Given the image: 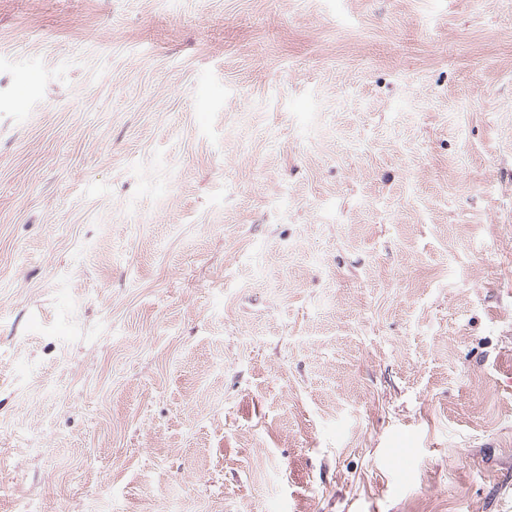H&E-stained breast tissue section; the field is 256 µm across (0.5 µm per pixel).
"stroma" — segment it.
I'll return each instance as SVG.
<instances>
[{
  "instance_id": "obj_1",
  "label": "stroma",
  "mask_w": 512,
  "mask_h": 512,
  "mask_svg": "<svg viewBox=\"0 0 512 512\" xmlns=\"http://www.w3.org/2000/svg\"><path fill=\"white\" fill-rule=\"evenodd\" d=\"M512 512V0H0V512Z\"/></svg>"
}]
</instances>
